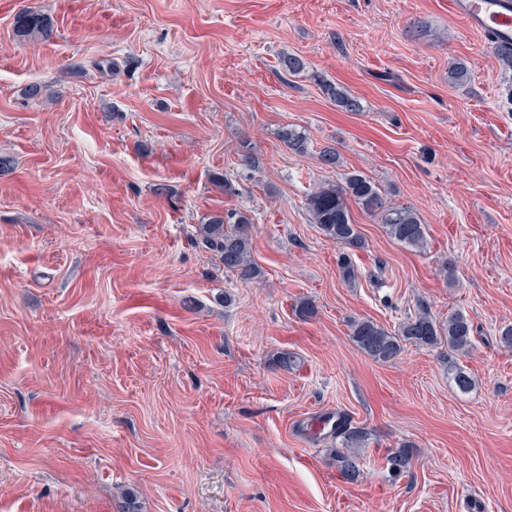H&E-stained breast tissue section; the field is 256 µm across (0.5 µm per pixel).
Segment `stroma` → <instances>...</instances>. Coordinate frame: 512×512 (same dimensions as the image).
Masks as SVG:
<instances>
[{
    "label": "stroma",
    "instance_id": "stroma-1",
    "mask_svg": "<svg viewBox=\"0 0 512 512\" xmlns=\"http://www.w3.org/2000/svg\"><path fill=\"white\" fill-rule=\"evenodd\" d=\"M29 8L50 41L16 36ZM286 52L306 70H281ZM0 156V512H121L128 490L139 512H512V69L448 0H0ZM350 171L425 242L351 204L348 282L306 197ZM228 209L257 278L189 238ZM421 307L465 314L471 351L380 363L351 338ZM331 414L368 433L358 481L313 429ZM319 86L323 94L342 110H345L347 112L361 111L362 105L359 99L353 96L344 87L324 79L321 80Z\"/></svg>",
    "mask_w": 512,
    "mask_h": 512
}]
</instances>
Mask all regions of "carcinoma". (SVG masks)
<instances>
[{
    "label": "carcinoma",
    "instance_id": "cac0c4a2",
    "mask_svg": "<svg viewBox=\"0 0 512 512\" xmlns=\"http://www.w3.org/2000/svg\"><path fill=\"white\" fill-rule=\"evenodd\" d=\"M16 34L23 39L40 38L49 40L53 36L50 17L39 11H24L17 16ZM279 65L283 71L295 75L305 70L303 59L291 53L280 56ZM323 94L347 112H359L362 105L358 98L334 82L321 80ZM279 139L297 154L308 151V137L292 126H285L278 132ZM354 200L364 211L377 214L389 234L408 248L418 249L424 243L423 224L416 213L404 207H392L379 193L369 177L358 172L343 174L337 183L317 187L307 195V206L313 223L336 244L347 249H359L363 245L357 225L351 221L348 200ZM250 220L240 211L210 214L205 223L198 225L191 240L199 247L215 255L227 271L235 272L243 279H254L258 268L251 257V237L248 232ZM351 336L357 346L376 361L388 363L399 358L408 345L417 348H432L442 343L457 353H467L473 346V327L461 312L448 316V322L441 324L424 308L402 321L397 329L389 330L370 319L354 320L350 323ZM448 374L456 387L468 391L473 379L455 362L448 363ZM332 436L336 447L330 454L336 462V469L348 481H355L360 475L359 451L365 447L368 432L363 427L352 426L345 421L337 423ZM389 470L399 475L406 472L411 463L409 446L405 445L386 456Z\"/></svg>",
    "mask_w": 512,
    "mask_h": 512
}]
</instances>
